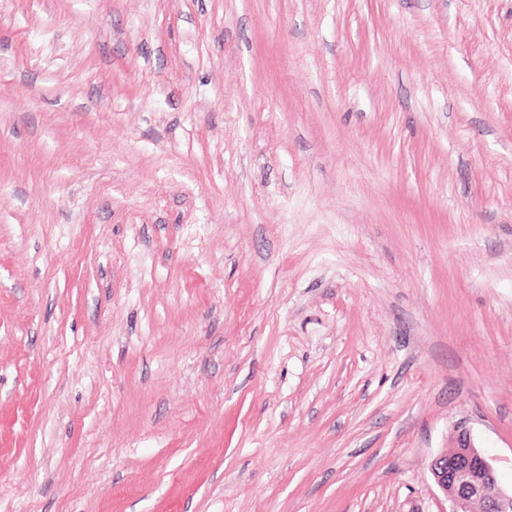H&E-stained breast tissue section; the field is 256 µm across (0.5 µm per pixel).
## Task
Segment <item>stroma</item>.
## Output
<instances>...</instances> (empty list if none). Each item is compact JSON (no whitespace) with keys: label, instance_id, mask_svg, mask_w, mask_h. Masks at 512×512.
<instances>
[{"label":"stroma","instance_id":"stroma-1","mask_svg":"<svg viewBox=\"0 0 512 512\" xmlns=\"http://www.w3.org/2000/svg\"><path fill=\"white\" fill-rule=\"evenodd\" d=\"M512 486V0H0V512H445ZM466 427H458L453 446L435 457L430 472L448 502L445 512H512V489L505 490L497 471Z\"/></svg>","mask_w":512,"mask_h":512}]
</instances>
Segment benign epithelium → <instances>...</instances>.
I'll use <instances>...</instances> for the list:
<instances>
[{
  "label": "benign epithelium",
  "instance_id": "benign-epithelium-1",
  "mask_svg": "<svg viewBox=\"0 0 512 512\" xmlns=\"http://www.w3.org/2000/svg\"><path fill=\"white\" fill-rule=\"evenodd\" d=\"M430 472L448 502V512H512V490H505L497 471L476 445L470 430L460 426L453 446L435 457Z\"/></svg>",
  "mask_w": 512,
  "mask_h": 512
}]
</instances>
